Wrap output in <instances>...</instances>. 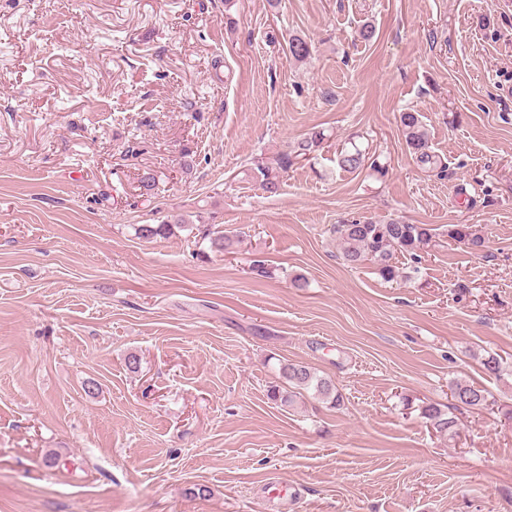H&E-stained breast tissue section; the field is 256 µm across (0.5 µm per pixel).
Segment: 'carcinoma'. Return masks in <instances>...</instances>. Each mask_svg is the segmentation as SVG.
I'll use <instances>...</instances> for the list:
<instances>
[{
	"instance_id": "1",
	"label": "carcinoma",
	"mask_w": 512,
	"mask_h": 512,
	"mask_svg": "<svg viewBox=\"0 0 512 512\" xmlns=\"http://www.w3.org/2000/svg\"><path fill=\"white\" fill-rule=\"evenodd\" d=\"M290 57L300 62L307 59L311 53L308 42L294 36L288 39ZM400 125L405 143L414 156L415 162L422 170L439 177L445 175L448 164L443 157L436 154L429 146L426 129L417 112L400 114ZM324 134L313 131L295 142L293 148L270 163H261L255 167V179L264 191L272 194L278 191L280 177L291 168L299 158L315 152L323 143ZM369 157L357 147L342 149L337 152L336 163L339 169L354 173L366 166ZM184 225L181 219L173 223L141 224L136 228V234L144 239L165 238L174 233V229ZM337 246L340 253L351 266L370 261L376 265V270L384 280L391 281L399 276V271L392 264L394 252L407 253L414 260H421L420 251L431 241L433 234L427 224H406L392 220L382 224L373 220H351L336 225ZM448 237L452 240L468 244V248L478 250L484 246V238L470 226L451 224ZM279 376L291 390L283 392L277 388L271 390L270 397L284 405L290 404L296 397V391H311L320 400L336 406L340 404L341 395L332 380L319 376L309 366L302 363H282L278 368ZM453 400L463 402L472 410H481L487 406L489 394L486 390L467 383L456 382L451 387ZM421 415L432 428L452 438L458 433V421L441 405L430 403L421 408Z\"/></svg>"
}]
</instances>
